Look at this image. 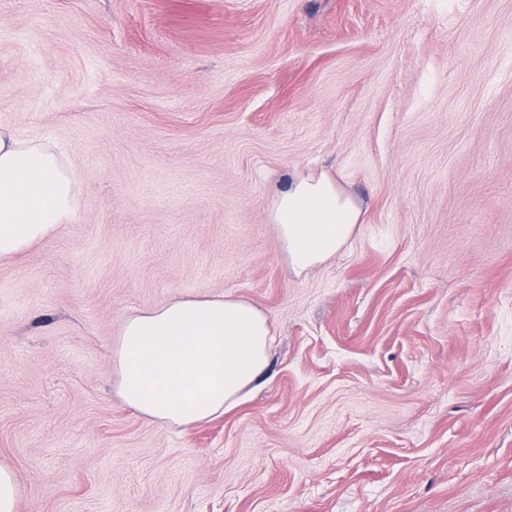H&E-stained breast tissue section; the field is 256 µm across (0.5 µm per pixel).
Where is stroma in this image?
<instances>
[{
    "label": "stroma",
    "instance_id": "stroma-1",
    "mask_svg": "<svg viewBox=\"0 0 512 512\" xmlns=\"http://www.w3.org/2000/svg\"><path fill=\"white\" fill-rule=\"evenodd\" d=\"M0 125L81 200L0 260L15 512H512V0H0ZM323 169L364 222L299 278L268 204ZM220 294L261 383L123 405L125 317Z\"/></svg>",
    "mask_w": 512,
    "mask_h": 512
}]
</instances>
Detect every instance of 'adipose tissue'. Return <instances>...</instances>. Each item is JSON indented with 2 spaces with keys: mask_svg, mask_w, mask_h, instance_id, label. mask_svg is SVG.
Instances as JSON below:
<instances>
[{
  "mask_svg": "<svg viewBox=\"0 0 512 512\" xmlns=\"http://www.w3.org/2000/svg\"><path fill=\"white\" fill-rule=\"evenodd\" d=\"M76 177L47 142L0 126V258L54 235L78 207ZM363 209L336 176L291 174L268 206L295 275L331 262L361 224ZM270 315L224 295L177 298L128 316L112 352L124 405L165 426L223 415L269 363Z\"/></svg>",
  "mask_w": 512,
  "mask_h": 512,
  "instance_id": "ef3b65f1",
  "label": "adipose tissue"
}]
</instances>
